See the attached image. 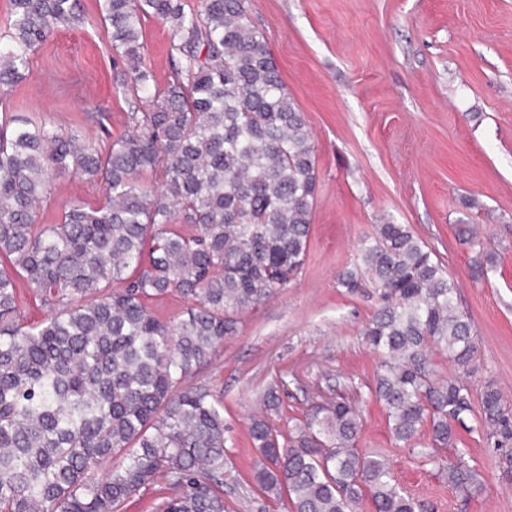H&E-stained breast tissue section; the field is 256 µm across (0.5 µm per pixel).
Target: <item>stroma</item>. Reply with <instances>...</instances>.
<instances>
[{
  "label": "stroma",
  "instance_id": "1",
  "mask_svg": "<svg viewBox=\"0 0 512 512\" xmlns=\"http://www.w3.org/2000/svg\"><path fill=\"white\" fill-rule=\"evenodd\" d=\"M81 22L31 54L30 79L0 93V114L51 123L107 149L130 128L110 34L98 0H79ZM288 92L313 133L318 191L302 271L287 287L239 314L192 383L222 392L230 465L228 512H255L252 418L289 431L317 396L359 401L358 446L385 454L419 512H512V478L480 422L487 385L512 412V0H249ZM145 64L158 84L172 75V31L142 24ZM97 182L53 178L40 213L56 223L65 206L97 203ZM479 226L496 262L472 268L481 252L462 243L458 222ZM409 225L458 285L456 304L472 323L476 353L465 383L472 410L456 424L454 449L479 475L469 498L421 457L429 439L395 441L382 403L366 397L379 365L362 330L379 305L376 288L338 283L359 265L375 225ZM286 377L278 410L263 395Z\"/></svg>",
  "mask_w": 512,
  "mask_h": 512
}]
</instances>
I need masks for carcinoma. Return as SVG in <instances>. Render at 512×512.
Returning <instances> with one entry per match:
<instances>
[{"label": "carcinoma", "mask_w": 512, "mask_h": 512, "mask_svg": "<svg viewBox=\"0 0 512 512\" xmlns=\"http://www.w3.org/2000/svg\"><path fill=\"white\" fill-rule=\"evenodd\" d=\"M0 43V90L29 77V56L58 28L81 21L78 0H11ZM124 93L148 110L102 152L23 115L0 120V512H119L161 478V512H226L229 460L224 402L189 385L236 316L285 287L304 265L317 188L312 133L281 79L248 0H101ZM168 23L176 57L160 88L144 64L142 22ZM100 183L106 203L71 204L56 224L37 217L56 172ZM50 306L43 321L19 311L16 277ZM380 290L365 327L380 357L370 393L404 444L429 428L428 463L454 447L471 411L468 388L433 380L430 353L470 372L471 323L457 285L407 224H378L361 268L339 281ZM176 293L194 305L165 321L149 301ZM285 381L264 405L280 406ZM482 422L512 476V417L500 392L482 395ZM361 418L342 397L313 403L288 435L252 420L253 479L291 512H416L389 459L357 448ZM468 497L477 473L464 456L442 467Z\"/></svg>", "instance_id": "1"}]
</instances>
